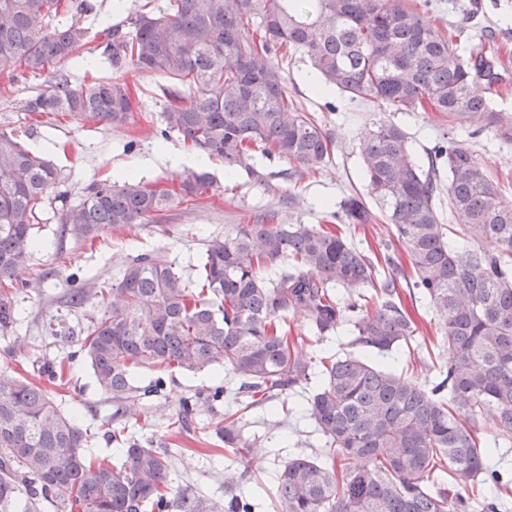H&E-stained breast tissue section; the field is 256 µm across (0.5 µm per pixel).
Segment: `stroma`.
<instances>
[{"instance_id": "obj_1", "label": "stroma", "mask_w": 512, "mask_h": 512, "mask_svg": "<svg viewBox=\"0 0 512 512\" xmlns=\"http://www.w3.org/2000/svg\"><path fill=\"white\" fill-rule=\"evenodd\" d=\"M440 30H462L472 48H480V36L491 33L503 47L507 71L497 108L512 112V28L500 29L501 11L512 13V0H410ZM288 92L297 105L314 118L333 142L329 162L316 173L300 174L287 160L272 156L260 159L261 179L245 172L227 173L219 159H203L198 167L210 173L213 186L208 200L189 205L172 204L155 219L131 228L102 232L94 240L78 243L61 234L57 204H48L39 213L37 238L41 250L32 254L15 294L20 319L14 332L0 336V373L34 380L40 367L49 361L69 358L70 382L53 387L67 411L80 414L88 424L101 423L112 413V401L97 388L92 371L74 344L51 336L50 327L64 323L73 328L96 323L100 311L88 303L76 309L65 305L71 281L88 286L112 281L131 258L142 253L165 254L183 274H191L200 263L207 240L214 235L234 234L242 224H328L330 215L348 194L365 193L361 175L360 138L366 127L380 120L393 121L407 132L419 159L432 154L442 140L444 127L434 113L405 115L388 112L363 101H352L337 94H319L310 79L308 58L296 56L281 60ZM129 81L137 86L141 110L132 124L113 128L102 123L79 121L69 115L27 114L20 105L47 89V75L25 74L9 78L0 72V128L15 130L31 150L42 153L60 169L64 181L59 190L77 200L91 180L108 175L131 173L147 187L170 186L189 165L191 150L177 134L161 137L165 98L162 80L149 72H133ZM469 146L477 162L496 173L505 202L512 203V152H499L491 132H484ZM165 160H157L158 151ZM403 304L417 324L412 350H399L388 361L405 368L410 355L446 361L440 343L444 319L419 296L403 295ZM223 371L198 374L175 373L164 395L151 399L150 416L136 425L137 434L154 437L171 452L170 485L173 491L224 499V470L236 468L240 460L231 449L216 446L212 435L200 431L191 437L172 436L166 428L169 415L182 397L222 380ZM304 389L287 391L283 399L288 414H272L258 408L243 416L245 431L258 444L248 465L253 480L245 489L267 512L274 505L275 475L288 457L321 453V442L301 404Z\"/></svg>"}]
</instances>
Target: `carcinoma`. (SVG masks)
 Segmentation results:
<instances>
[{
    "instance_id": "obj_1",
    "label": "carcinoma",
    "mask_w": 512,
    "mask_h": 512,
    "mask_svg": "<svg viewBox=\"0 0 512 512\" xmlns=\"http://www.w3.org/2000/svg\"><path fill=\"white\" fill-rule=\"evenodd\" d=\"M88 0H0V70L53 75L23 110L69 113L119 128L137 111L124 74L165 76V131L200 153L260 178L258 156L277 155L299 173L318 171L332 154L321 126L288 98L272 55L308 57L316 89L393 112H435L448 141L423 168L409 136L391 121L367 129L361 168L375 207L359 194L333 217L352 227L383 220L409 257L405 269L387 244L382 255L315 224H243L206 243L196 279H184L161 253L128 261L118 278L70 289L67 307L100 308L93 325L52 335L76 340L100 391L112 399L107 437L117 455L87 453L75 413L43 386L0 375V512H255L240 487L248 468L225 469L224 503L171 492L169 451L130 432L175 371L224 367V380L184 397L168 430L198 429L197 406L214 408L212 432L244 460L256 440L243 434L234 405L254 408L286 390L315 383L303 413L332 458L298 454L277 475L276 512H499L512 473L497 464L479 431L489 409L512 437V205L498 181L455 137L494 133L512 150V113L496 108L502 62L492 37L476 53L444 34L404 0H165L126 18L122 32L99 19L90 38L77 15ZM97 51L116 76L74 85L54 67ZM448 169V185L439 171ZM59 171L0 129V287L20 280L38 212L61 198ZM212 187L188 170L173 187L147 188L126 175L93 180L76 203L62 201V234L77 242L107 229L144 224L180 198L196 202ZM448 191L452 224L438 208ZM491 243L493 248L481 247ZM417 288L447 318L448 361L426 375L397 371L378 357L410 345L416 328L398 287ZM366 288L365 303L342 306L333 289ZM303 309L319 334L343 322L350 345L368 350L309 355L280 324ZM18 321L0 297V331ZM151 372L147 384L136 372ZM435 382L428 383L429 374ZM225 403L224 412L215 410ZM448 484L439 482L440 464Z\"/></svg>"
}]
</instances>
